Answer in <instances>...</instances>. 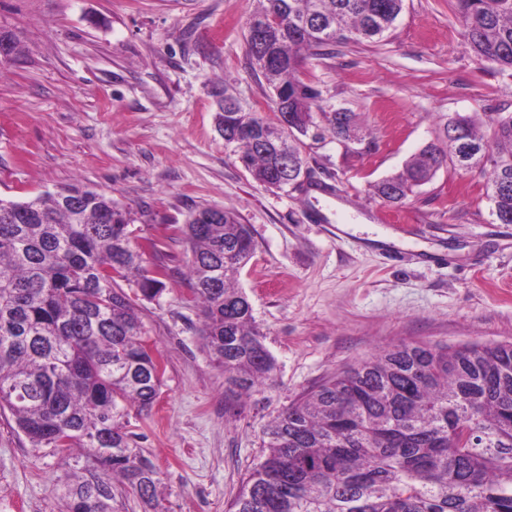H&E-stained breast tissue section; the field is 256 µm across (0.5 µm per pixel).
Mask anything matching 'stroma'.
Instances as JSON below:
<instances>
[{
  "instance_id": "obj_1",
  "label": "stroma",
  "mask_w": 512,
  "mask_h": 512,
  "mask_svg": "<svg viewBox=\"0 0 512 512\" xmlns=\"http://www.w3.org/2000/svg\"><path fill=\"white\" fill-rule=\"evenodd\" d=\"M389 37L307 56L314 112L355 115L353 140L304 139L310 183L270 191L218 131L214 90L269 117L272 91L245 40L258 0H0V199L78 184L131 213L147 267L140 301L162 385L128 430L156 465L159 512H227L259 460L261 429L303 391L395 345L512 342V224L491 214L483 173L441 168L402 205L369 186L399 172L445 118L512 112V77L463 45L453 0H405ZM199 207L234 210L254 255L237 278L279 365L274 389L224 412V374L202 349L171 227ZM65 468L0 417V512H60Z\"/></svg>"
}]
</instances>
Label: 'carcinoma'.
<instances>
[{"label":"carcinoma","instance_id":"obj_1","mask_svg":"<svg viewBox=\"0 0 512 512\" xmlns=\"http://www.w3.org/2000/svg\"><path fill=\"white\" fill-rule=\"evenodd\" d=\"M262 42L250 57L274 92L275 117L244 112L223 91L216 123L238 159L270 189L286 191L308 170L301 137L316 125L319 91L299 77L301 51L346 41L379 43L404 0H259ZM465 45L499 73H512V0H456ZM336 138L355 129L350 112L326 117ZM288 126H283L282 122ZM458 115L373 195L401 205L438 170L491 172L492 215L512 224V112L475 131ZM188 244V283L199 335L224 372L229 406L271 385L279 371L235 286L255 244L224 210L191 212L175 228ZM133 246L129 212L112 197L71 185L25 201L0 199V411L33 448L83 462L58 479L63 512H112L113 489L129 487L156 509V466L133 445L131 410L148 411L161 375L136 297L165 283ZM132 283L130 295L120 282ZM260 461L229 512H512V343L410 342L339 372L282 407L262 429Z\"/></svg>","mask_w":512,"mask_h":512}]
</instances>
